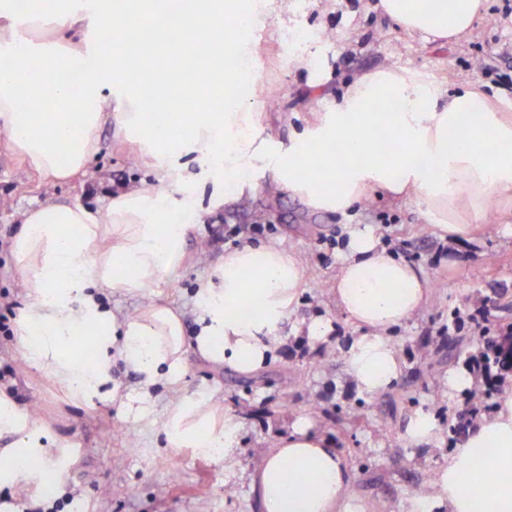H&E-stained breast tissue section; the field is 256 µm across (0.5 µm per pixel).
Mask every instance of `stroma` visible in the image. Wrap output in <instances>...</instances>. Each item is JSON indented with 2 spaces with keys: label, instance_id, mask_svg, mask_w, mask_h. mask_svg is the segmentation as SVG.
Instances as JSON below:
<instances>
[{
  "label": "stroma",
  "instance_id": "stroma-1",
  "mask_svg": "<svg viewBox=\"0 0 512 512\" xmlns=\"http://www.w3.org/2000/svg\"><path fill=\"white\" fill-rule=\"evenodd\" d=\"M285 2L287 13L255 32L250 45L259 78L245 98L262 103L255 146L268 155L287 149L295 132L335 107L356 75L398 66L451 89L471 82L489 95L512 83V0H487L471 34L452 42L401 30L381 13L377 0ZM299 54L306 64L291 65ZM97 138L99 151L88 166L57 181L14 155L0 136V301L15 310L28 301L12 252L22 212L45 200L101 210L119 193L156 184L138 147L116 125H103ZM189 170L197 180L200 219L185 258L149 295L104 290L111 313L124 319L158 304L179 315L186 336H194L196 290L223 263L225 252L280 243L298 254L305 269L301 300L288 318L282 348L255 380L187 347L179 388L157 384L149 417L136 421L111 399L92 404L72 399L30 366L18 336L0 332V389L44 428L48 461L64 477L63 486L49 496L35 480L1 486L0 507L5 512H260L250 476L304 417L347 457L353 512H380L387 500L395 502L397 512H419L416 483L444 464L457 444L446 432L448 424L472 408L468 393L448 390V373L467 368L478 351L472 347L454 362L420 367L416 341L422 336L442 340L457 311L466 317L461 335H476L479 328L471 317L478 312L479 296L488 301L492 331L512 326V212L494 210L493 232L482 230L451 244L411 199L373 193L346 212L322 211L277 189L271 172L260 168L253 174L256 190L224 204L213 197L210 171L194 163ZM354 226L370 230L382 246L423 267L431 278L429 304L391 332L402 373L374 397L361 393L347 376L345 352L357 330L338 313L331 293ZM317 316L330 319L334 330L327 342L313 346L299 326ZM180 394L209 399L217 413L238 422L230 462L165 447L157 427ZM418 410L433 414L445 430L439 447L407 441V421ZM228 485L233 495H225Z\"/></svg>",
  "mask_w": 512,
  "mask_h": 512
}]
</instances>
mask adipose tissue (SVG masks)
<instances>
[{"instance_id":"adipose-tissue-1","label":"adipose tissue","mask_w":512,"mask_h":512,"mask_svg":"<svg viewBox=\"0 0 512 512\" xmlns=\"http://www.w3.org/2000/svg\"><path fill=\"white\" fill-rule=\"evenodd\" d=\"M159 0H41L35 13L51 41L20 35L13 13L0 6V133L13 151L43 175L68 178L98 151L97 130L112 121L137 135L153 159L159 187L111 198L105 212L51 201L22 217L13 241L16 267L30 290L17 319L32 367L90 404L107 398L113 350H121L144 386L179 384L186 337L168 307L151 305L117 321L96 291L148 293L169 278L184 254L196 218L194 183L177 155H191L224 182V198L238 197L249 170L262 159L253 147L259 115L238 89L258 77L253 65L231 66L246 53L269 15L263 0H195L189 35H175L143 18ZM381 12L410 33L456 39L471 32L483 0H379ZM116 16L114 41L151 33V47L133 68L110 58L105 45L88 46L83 29ZM228 40L232 54L221 53ZM91 63L79 86L69 71ZM167 106L162 123L142 121L144 83ZM115 109H106L105 93ZM49 98L51 111L23 110L21 99ZM274 180L312 207L343 212L370 191L414 199L427 221L451 240L468 237L493 207L512 206V114L473 86L455 91L416 71L386 67L356 77L336 108L295 135L271 166ZM351 255L332 292L336 308L358 330L346 351L347 373L364 394L389 388L401 373L389 334L428 303L430 280L374 236L350 233ZM219 287L198 291L199 353L249 375L284 341L283 326L305 276L286 247L247 245L224 254ZM19 434L17 448L0 455V484L22 479L53 487L58 475L44 457L42 433L29 414L0 394V433ZM167 447L190 448L220 461L234 452L232 416L217 420L203 399L183 395L160 426ZM351 470L332 439L297 421L271 448L252 477L261 512H351ZM431 505L438 512H512V388L468 430L438 473Z\"/></svg>"}]
</instances>
